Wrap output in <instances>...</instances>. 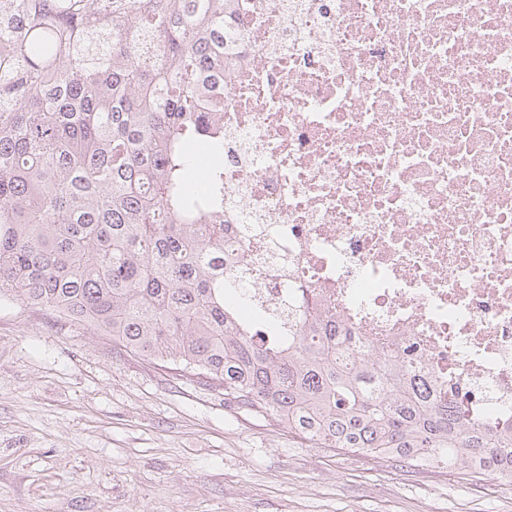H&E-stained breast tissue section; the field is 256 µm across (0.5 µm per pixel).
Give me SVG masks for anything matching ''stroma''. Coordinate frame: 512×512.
I'll use <instances>...</instances> for the list:
<instances>
[{
	"label": "stroma",
	"instance_id": "stroma-1",
	"mask_svg": "<svg viewBox=\"0 0 512 512\" xmlns=\"http://www.w3.org/2000/svg\"><path fill=\"white\" fill-rule=\"evenodd\" d=\"M0 512H512V481L318 447L4 298Z\"/></svg>",
	"mask_w": 512,
	"mask_h": 512
}]
</instances>
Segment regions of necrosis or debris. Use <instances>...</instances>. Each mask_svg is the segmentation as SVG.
Wrapping results in <instances>:
<instances>
[{
	"instance_id": "obj_1",
	"label": "necrosis or debris",
	"mask_w": 512,
	"mask_h": 512,
	"mask_svg": "<svg viewBox=\"0 0 512 512\" xmlns=\"http://www.w3.org/2000/svg\"><path fill=\"white\" fill-rule=\"evenodd\" d=\"M224 256L512 427V0H236Z\"/></svg>"
}]
</instances>
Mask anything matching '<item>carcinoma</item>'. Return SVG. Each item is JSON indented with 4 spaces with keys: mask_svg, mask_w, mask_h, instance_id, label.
I'll use <instances>...</instances> for the list:
<instances>
[{
    "mask_svg": "<svg viewBox=\"0 0 512 512\" xmlns=\"http://www.w3.org/2000/svg\"><path fill=\"white\" fill-rule=\"evenodd\" d=\"M228 0H0V297L202 375L322 448L512 477V432L470 424L390 360L357 357L320 305L268 336L225 301L224 195L193 158L224 149ZM154 39L158 61L145 62Z\"/></svg>",
    "mask_w": 512,
    "mask_h": 512,
    "instance_id": "carcinoma-1",
    "label": "carcinoma"
}]
</instances>
